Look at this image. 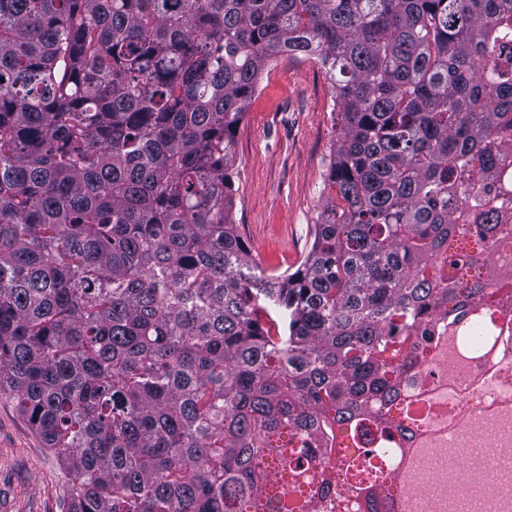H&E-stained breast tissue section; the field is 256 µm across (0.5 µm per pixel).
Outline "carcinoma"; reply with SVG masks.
Masks as SVG:
<instances>
[{
	"instance_id": "1",
	"label": "carcinoma",
	"mask_w": 512,
	"mask_h": 512,
	"mask_svg": "<svg viewBox=\"0 0 512 512\" xmlns=\"http://www.w3.org/2000/svg\"><path fill=\"white\" fill-rule=\"evenodd\" d=\"M298 54L342 133L276 275L233 133ZM510 169L512 0H0V391L65 512H398L415 399L512 335Z\"/></svg>"
}]
</instances>
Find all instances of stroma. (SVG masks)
I'll return each instance as SVG.
<instances>
[{
  "instance_id": "1",
  "label": "stroma",
  "mask_w": 512,
  "mask_h": 512,
  "mask_svg": "<svg viewBox=\"0 0 512 512\" xmlns=\"http://www.w3.org/2000/svg\"><path fill=\"white\" fill-rule=\"evenodd\" d=\"M340 135L332 86L312 56H281L260 76L235 132L233 219L265 271L293 273L330 192ZM68 478L12 396L0 392V512H62Z\"/></svg>"
}]
</instances>
